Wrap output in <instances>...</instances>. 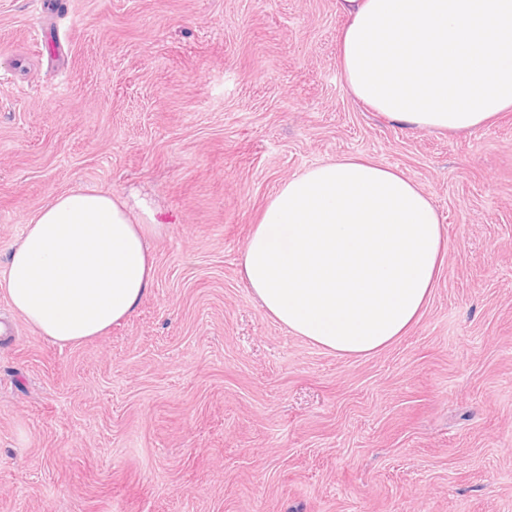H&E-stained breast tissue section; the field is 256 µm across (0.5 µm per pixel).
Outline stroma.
<instances>
[{"label":"stroma","instance_id":"35a3bbf8","mask_svg":"<svg viewBox=\"0 0 512 512\" xmlns=\"http://www.w3.org/2000/svg\"><path fill=\"white\" fill-rule=\"evenodd\" d=\"M0 0V266L55 196L149 207L155 285L58 345L0 294V512H512V111L395 125L339 69L336 0ZM364 155L448 237L414 328L366 358L270 318L239 275L268 198Z\"/></svg>","mask_w":512,"mask_h":512}]
</instances>
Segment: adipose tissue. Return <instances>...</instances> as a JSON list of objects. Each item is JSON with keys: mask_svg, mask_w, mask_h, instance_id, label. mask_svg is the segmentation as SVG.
<instances>
[{"mask_svg": "<svg viewBox=\"0 0 512 512\" xmlns=\"http://www.w3.org/2000/svg\"><path fill=\"white\" fill-rule=\"evenodd\" d=\"M354 98L392 123L448 133L512 109V0H337ZM120 197L75 188L11 244L0 292L61 345L104 335L155 282L149 240ZM447 240L431 197L362 156L314 165L267 201L239 262L264 311L339 356L365 358L418 322Z\"/></svg>", "mask_w": 512, "mask_h": 512, "instance_id": "ef3b65f1", "label": "adipose tissue"}]
</instances>
